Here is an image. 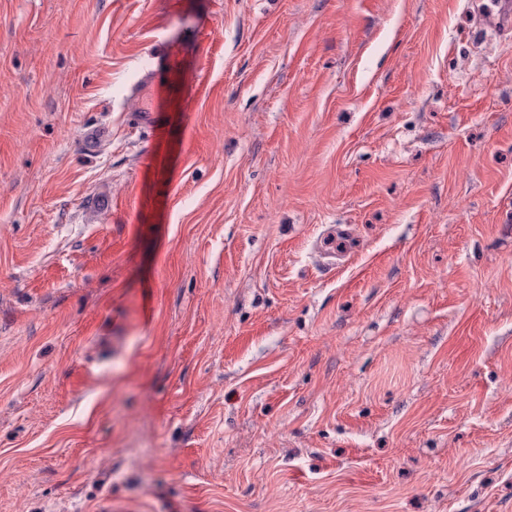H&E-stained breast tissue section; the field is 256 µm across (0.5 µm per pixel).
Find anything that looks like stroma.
<instances>
[{
  "mask_svg": "<svg viewBox=\"0 0 512 512\" xmlns=\"http://www.w3.org/2000/svg\"><path fill=\"white\" fill-rule=\"evenodd\" d=\"M108 501L512 512V32L476 0H0V512Z\"/></svg>",
  "mask_w": 512,
  "mask_h": 512,
  "instance_id": "obj_1",
  "label": "stroma"
}]
</instances>
